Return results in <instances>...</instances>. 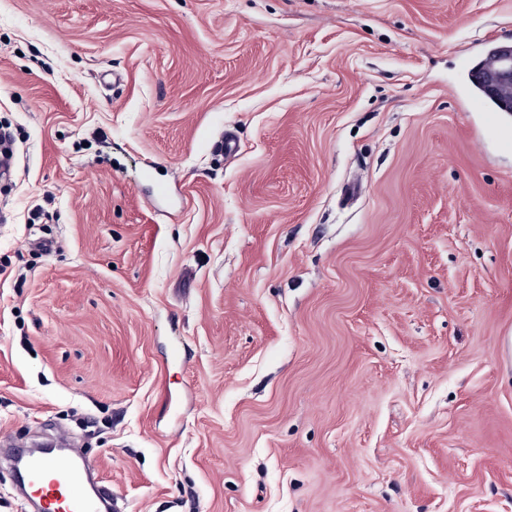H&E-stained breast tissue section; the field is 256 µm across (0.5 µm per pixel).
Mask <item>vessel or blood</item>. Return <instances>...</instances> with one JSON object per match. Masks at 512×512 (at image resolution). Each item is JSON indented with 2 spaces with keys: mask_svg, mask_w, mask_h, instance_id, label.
<instances>
[{
  "mask_svg": "<svg viewBox=\"0 0 512 512\" xmlns=\"http://www.w3.org/2000/svg\"><path fill=\"white\" fill-rule=\"evenodd\" d=\"M460 96L479 112L486 111L490 94L481 93L477 69L463 66ZM15 489L32 500L34 512H109L112 488L95 480L82 448L64 437L42 448L19 444L9 450Z\"/></svg>",
  "mask_w": 512,
  "mask_h": 512,
  "instance_id": "vessel-or-blood-1",
  "label": "vessel or blood"
}]
</instances>
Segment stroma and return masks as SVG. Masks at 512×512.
<instances>
[{"label":"stroma","mask_w":512,"mask_h":512,"mask_svg":"<svg viewBox=\"0 0 512 512\" xmlns=\"http://www.w3.org/2000/svg\"><path fill=\"white\" fill-rule=\"evenodd\" d=\"M500 29L0 0V438L65 427L123 512H512V114L451 88Z\"/></svg>","instance_id":"stroma-1"}]
</instances>
